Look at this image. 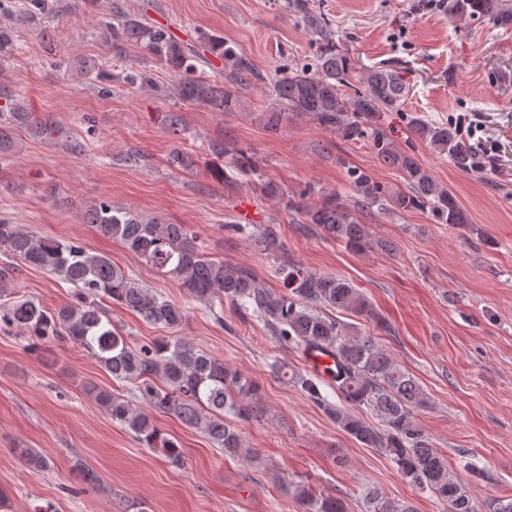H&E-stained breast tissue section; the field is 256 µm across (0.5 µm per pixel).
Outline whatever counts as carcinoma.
<instances>
[{"label": "carcinoma", "mask_w": 512, "mask_h": 512, "mask_svg": "<svg viewBox=\"0 0 512 512\" xmlns=\"http://www.w3.org/2000/svg\"><path fill=\"white\" fill-rule=\"evenodd\" d=\"M283 9L312 37L315 53L313 62L300 68H280L271 77L276 108L268 113L267 124L274 127L290 114L308 116L344 141L369 143L378 161L398 171L404 181V187H394L367 170L349 167L353 203L335 193L309 202L310 190L304 189L298 198L287 200L284 208L299 214L300 223L316 224L354 250H393L390 241L372 237L370 225L361 220L364 215L420 210L437 224L471 223L448 187L414 154L400 150L381 128V113L398 109L408 95L403 67L392 63L358 71L338 46L331 19L314 9L310 0H284ZM448 9L461 19H488L505 30L512 28L509 0H450ZM24 14L26 20L42 24L62 16L61 2L27 0ZM101 34L118 44L143 45L180 73L176 91L182 100L215 111L240 108L238 90L256 78L243 53L224 38L205 33L199 35V43L224 60L225 84L200 73L198 64L205 62V57L197 47L174 41L142 13L116 10ZM18 49L15 32L0 27V61L11 58ZM164 124L172 136L184 131L180 112L166 113ZM408 127L413 137L448 156L458 170L469 172L476 167V148L453 123L413 116ZM16 128L71 153L82 150L81 135L65 128L52 114L35 112L26 101L0 88V160L13 154L12 131ZM208 149L214 156L227 157L231 172L248 175L259 171L252 154L231 149L222 140L211 141ZM83 218L100 234L120 240L198 300L213 304L227 300L284 342L332 352L336 367L326 378L290 372L282 363L274 364V370L321 406L356 441L386 455L409 483L435 498L444 512H480L468 484L449 466L447 455L434 446L417 418L416 412L431 402L414 375L376 337L354 336L350 326L327 313L329 309L343 310L380 322L359 289L334 274L290 263L276 268L283 291L263 288L249 270L211 256L185 225L117 208L108 198L87 206ZM250 240L270 256L283 249L276 227L270 224L257 228ZM0 248L25 266L41 269L73 288L71 301L54 310L16 296L0 306V322L21 330L32 340L33 348L51 340L68 341L96 359L113 379L133 384L145 403L143 408L106 389L94 390L96 402L113 422L148 447L161 449L174 465L182 462L183 454L174 441L160 433L157 414L171 415L202 432L227 455L240 454V435L224 421V415L243 420L263 415L255 382L185 340L162 336L136 348L129 346L112 325L106 304L121 306L147 323L168 329L185 323V307L147 288L109 256L94 253L77 241L40 235L1 220ZM15 270L10 263L0 265L1 294L11 293ZM328 389L337 401H330ZM366 411L378 423L366 419ZM300 497L311 512H345L342 500L335 496L314 497L302 489ZM364 505L365 512H413L374 487L365 489Z\"/></svg>", "instance_id": "obj_1"}]
</instances>
